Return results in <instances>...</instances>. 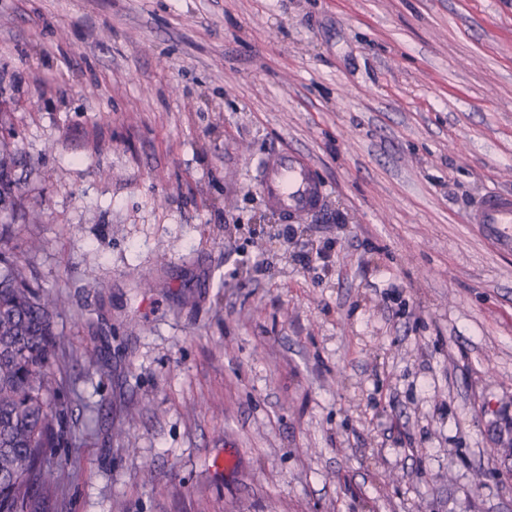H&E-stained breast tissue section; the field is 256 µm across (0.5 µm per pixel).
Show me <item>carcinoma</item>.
I'll use <instances>...</instances> for the list:
<instances>
[{
	"mask_svg": "<svg viewBox=\"0 0 512 512\" xmlns=\"http://www.w3.org/2000/svg\"><path fill=\"white\" fill-rule=\"evenodd\" d=\"M13 157L0 147V223L11 217ZM58 299L33 287L0 251V512H54L61 470L45 462L61 431L52 368L62 354Z\"/></svg>",
	"mask_w": 512,
	"mask_h": 512,
	"instance_id": "1",
	"label": "carcinoma"
}]
</instances>
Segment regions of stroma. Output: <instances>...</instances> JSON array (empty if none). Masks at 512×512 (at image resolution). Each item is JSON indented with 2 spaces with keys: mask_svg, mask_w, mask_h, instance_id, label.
<instances>
[{
  "mask_svg": "<svg viewBox=\"0 0 512 512\" xmlns=\"http://www.w3.org/2000/svg\"><path fill=\"white\" fill-rule=\"evenodd\" d=\"M1 138L55 512H512V250L463 221L512 191V0H0ZM257 170L265 201L285 220L294 221L322 208L326 186L307 157L293 151H274L258 159Z\"/></svg>",
  "mask_w": 512,
  "mask_h": 512,
  "instance_id": "stroma-1",
  "label": "stroma"
}]
</instances>
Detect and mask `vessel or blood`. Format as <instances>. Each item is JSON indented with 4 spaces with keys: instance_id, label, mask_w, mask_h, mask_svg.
I'll return each instance as SVG.
<instances>
[{
    "instance_id": "1",
    "label": "vessel or blood",
    "mask_w": 512,
    "mask_h": 512,
    "mask_svg": "<svg viewBox=\"0 0 512 512\" xmlns=\"http://www.w3.org/2000/svg\"><path fill=\"white\" fill-rule=\"evenodd\" d=\"M258 187L267 204L286 220L319 211L326 198V187L317 178L307 157L279 150L257 161ZM465 221L498 228L512 244V193L491 188L472 204Z\"/></svg>"
}]
</instances>
